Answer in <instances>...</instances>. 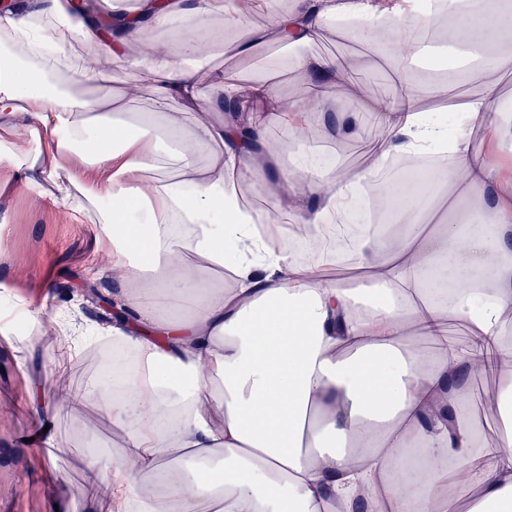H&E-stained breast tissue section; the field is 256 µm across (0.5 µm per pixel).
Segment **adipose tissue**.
<instances>
[{"label": "adipose tissue", "mask_w": 512, "mask_h": 512, "mask_svg": "<svg viewBox=\"0 0 512 512\" xmlns=\"http://www.w3.org/2000/svg\"><path fill=\"white\" fill-rule=\"evenodd\" d=\"M138 2L104 18L99 0H18L0 13V160L17 187L95 210L112 246L108 333L124 395L95 381L82 396L111 416L122 448L109 491H85L88 512H449L461 501L512 512V171L471 146L477 131L512 140L493 80L512 71V0H446L457 78L472 60L490 76L453 131L425 119L434 88L409 73L418 27L434 22H413L412 0L273 12L257 37L294 48L286 65L303 98L209 69L246 24L227 0ZM337 24L386 54L398 75L389 106L345 85L355 59L304 53ZM151 31L168 41L146 43ZM73 32L146 80L158 111L129 122L125 92L71 95L107 78L85 63L49 91ZM340 94L349 108H334ZM312 116L340 139L368 122L384 135L363 168L344 171L321 148L296 149L291 130ZM444 147L450 166L379 184L389 161ZM70 158L105 170V184L79 187ZM259 173L288 205L240 207ZM351 211L367 219L350 238ZM332 214L350 281L327 275L340 259L322 246ZM287 224L314 241L310 259L276 250ZM452 321L464 342L449 338ZM488 373L500 422L485 433L467 402L471 377Z\"/></svg>", "instance_id": "adipose-tissue-1"}]
</instances>
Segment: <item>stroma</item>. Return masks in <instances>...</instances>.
Wrapping results in <instances>:
<instances>
[{"mask_svg":"<svg viewBox=\"0 0 512 512\" xmlns=\"http://www.w3.org/2000/svg\"><path fill=\"white\" fill-rule=\"evenodd\" d=\"M311 52L357 59L364 84L393 86L397 77L389 62L371 46L330 29L310 47ZM277 43L256 45L245 55L215 50L213 68L243 78L264 77L289 97H303L306 85L293 81L287 69L270 70L272 60L288 57ZM14 170L0 162V315L15 323L20 305H28L38 319L34 340L0 335V512H50V502L67 498L74 512H83L87 487L86 457L91 449L106 456L120 451L111 420L91 402L57 407L60 380L83 393L92 379L87 365L96 347L91 339L78 343V353L67 370H60L61 321L94 327L107 317L106 309L92 304L89 292L111 297L117 285L111 276L97 282L85 277L88 263L108 259L109 247L99 225L73 214L63 203L37 191L14 188ZM38 389L45 404L54 406L53 445L32 441L33 413L26 404L31 389Z\"/></svg>","mask_w":512,"mask_h":512,"instance_id":"stroma-1","label":"stroma"}]
</instances>
